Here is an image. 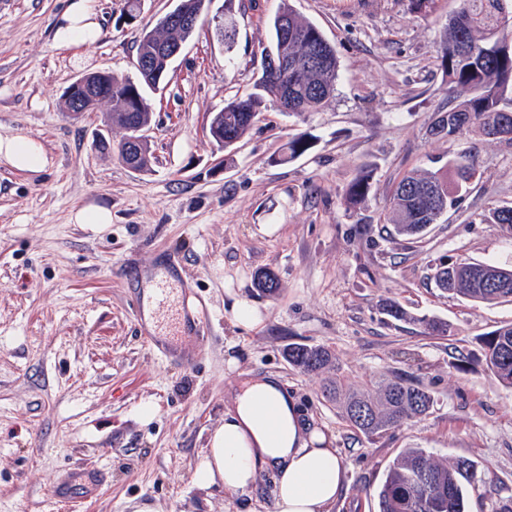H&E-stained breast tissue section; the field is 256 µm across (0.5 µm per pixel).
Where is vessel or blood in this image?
Masks as SVG:
<instances>
[{
	"mask_svg": "<svg viewBox=\"0 0 512 512\" xmlns=\"http://www.w3.org/2000/svg\"><path fill=\"white\" fill-rule=\"evenodd\" d=\"M126 280L140 334L151 351L182 365L187 348H205L210 339L209 311L183 276L178 258L168 257L152 267H129Z\"/></svg>",
	"mask_w": 512,
	"mask_h": 512,
	"instance_id": "vessel-or-blood-1",
	"label": "vessel or blood"
}]
</instances>
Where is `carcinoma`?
<instances>
[{
    "label": "carcinoma",
    "instance_id": "1",
    "mask_svg": "<svg viewBox=\"0 0 512 512\" xmlns=\"http://www.w3.org/2000/svg\"><path fill=\"white\" fill-rule=\"evenodd\" d=\"M242 7L243 0H224V21L212 24L228 52L235 43V12ZM283 14L293 22V31L286 38L280 36L278 28ZM190 37L188 29L159 21L141 34L136 77L108 71L89 73L91 84L98 89V103L112 102V124L124 129L132 120L151 121L150 94L160 88L170 68L160 42H185ZM269 51L276 61L262 59L261 76L252 90L226 101L220 110L218 128L224 131L226 150L269 106L300 115L320 109L333 97L338 75L336 51L320 29L299 16L288 0H282L271 21ZM437 59L459 100L435 112L430 135L452 141L475 132L486 139L512 143V0H456ZM309 149L307 139L295 138L271 163L285 164ZM473 177L474 172L455 158L435 170H408L392 185L389 212L383 222L392 225L396 237L418 239L462 201ZM372 178L373 169L362 167L345 191L346 207H355L365 199ZM483 221L512 233V205L489 208ZM433 279L442 291L472 302L512 301V267L472 262L440 265ZM386 307L387 314L396 320L417 322L435 336L448 335L444 321L413 315L393 300ZM480 342L487 368L501 385L512 388V323L487 333ZM288 362L303 374L323 376V398L335 404L342 419L369 440L427 415L434 406L431 392L408 376L380 374L363 388H344L335 375L339 371L335 359L320 345H290ZM476 477L477 467L471 461L450 460L427 448H406L387 466L374 491L377 512H468L467 487Z\"/></svg>",
    "mask_w": 512,
    "mask_h": 512
}]
</instances>
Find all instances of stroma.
I'll return each instance as SVG.
<instances>
[{"instance_id":"obj_1","label":"stroma","mask_w":512,"mask_h":512,"mask_svg":"<svg viewBox=\"0 0 512 512\" xmlns=\"http://www.w3.org/2000/svg\"><path fill=\"white\" fill-rule=\"evenodd\" d=\"M282 1L237 12L229 54L210 25L198 27L152 97L154 160L139 172L94 148L97 133L117 144L125 130L102 109L70 115L64 92L86 71L132 72L143 30L171 0H143L132 23L126 0H96L103 34L91 48L53 44L68 0H0V135L35 138L53 159L34 177L0 164V512H239L247 502L272 512L270 473L245 494L193 479L237 371L280 374L335 435L349 477L339 512H376L373 492L406 448L475 462L469 512L512 508V389L480 344L512 323V302L446 297L430 278L446 262L512 266V234L481 220L512 203V143L428 133L454 97L437 56L455 0H286L334 46V96L300 115L269 108L222 149L210 117L250 92ZM299 135L311 149L271 164ZM460 155L478 172L460 205L422 241L389 238L380 218L393 181ZM365 164L375 170L368 198L346 210L343 193ZM89 203L110 207L111 223H73ZM171 253L210 313L209 343L187 367L145 344L121 275L127 259L151 265ZM263 269L277 276L274 295L255 286ZM241 298L258 308L256 324L235 322ZM388 298L446 321L447 336L393 320ZM292 343L328 347L351 389L379 373L413 377L434 407L366 439L323 401L320 376L289 364ZM74 470L105 481L66 509L54 495Z\"/></svg>"}]
</instances>
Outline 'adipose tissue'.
Instances as JSON below:
<instances>
[{"label": "adipose tissue", "mask_w": 512, "mask_h": 512, "mask_svg": "<svg viewBox=\"0 0 512 512\" xmlns=\"http://www.w3.org/2000/svg\"><path fill=\"white\" fill-rule=\"evenodd\" d=\"M101 28L92 0H69L54 32L57 45L94 46ZM0 163L38 175L52 164L43 145L24 135H0ZM224 422L194 471L200 489L252 490L260 473L274 478V512H332L348 486L333 436L308 415L274 373L229 382Z\"/></svg>", "instance_id": "adipose-tissue-1"}]
</instances>
